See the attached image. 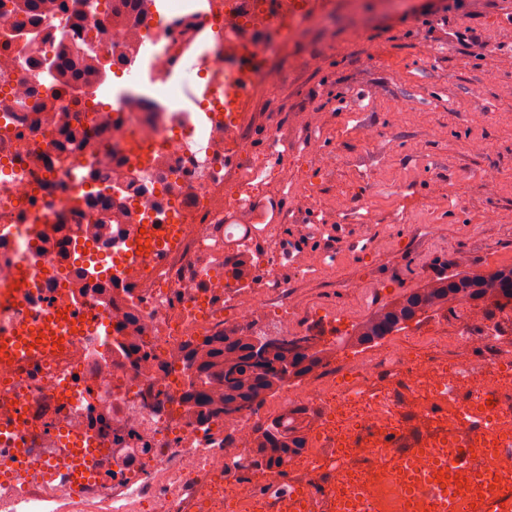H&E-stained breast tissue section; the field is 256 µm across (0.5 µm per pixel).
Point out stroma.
<instances>
[{"label": "stroma", "instance_id": "1", "mask_svg": "<svg viewBox=\"0 0 512 512\" xmlns=\"http://www.w3.org/2000/svg\"><path fill=\"white\" fill-rule=\"evenodd\" d=\"M424 0H319L296 34L266 23L265 57L278 83H257L247 119L248 156H266L271 127L288 153L255 192L256 214L275 236L248 239L239 251L295 254L279 277L298 294L299 323L332 350L327 375L353 351L336 349L379 306L447 271L456 254L473 267L512 258V0H466L420 13ZM319 53L321 66L306 65ZM375 128V146L361 130ZM336 153L322 169L305 153L312 138ZM479 139L487 149L472 152ZM504 171L494 189L476 177ZM330 254L306 272L302 260ZM457 312L429 314L370 347L403 342L433 355L432 338L450 335Z\"/></svg>", "mask_w": 512, "mask_h": 512}]
</instances>
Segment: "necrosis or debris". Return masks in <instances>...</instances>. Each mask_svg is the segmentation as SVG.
Listing matches in <instances>:
<instances>
[{"instance_id":"1","label":"necrosis or debris","mask_w":512,"mask_h":512,"mask_svg":"<svg viewBox=\"0 0 512 512\" xmlns=\"http://www.w3.org/2000/svg\"><path fill=\"white\" fill-rule=\"evenodd\" d=\"M226 10V0H167L164 12L129 16L121 27L91 16L77 30L43 0L46 40L0 50V336L25 321L49 323L69 339L30 358L0 359V425L13 429L0 457L17 449L16 469L30 473L23 486L0 477V512H342L356 486L369 499L355 512H442L431 488L402 492L394 438L408 419L444 462L458 446L471 448V470L439 480L458 482L460 512H477L489 484L512 485V392L501 383L512 354L480 364L467 354L472 330L496 334L486 318L463 315L432 359L405 346L389 350L404 368L407 402L371 394L380 370L365 356L354 359L344 385L315 372L302 392L281 396L282 409L302 396L323 409L311 452L288 465L299 485L322 483L301 507L277 491V474L267 476L275 495L247 488L255 412L206 424L187 413L182 346L204 333L253 331L257 310L281 288V255L263 254L265 278L232 306L206 301L224 290V268L199 256L223 251L214 230L225 207L246 208L265 174L264 165L249 164L234 191H224L225 160L243 146V121L236 100L217 88L236 81L250 47L225 32L208 43L195 90L177 81L184 46L197 42L201 27L223 30ZM89 38L106 64L152 45L155 91L116 105L111 85L77 99L47 69L32 73L30 56L46 59L54 40ZM68 117L79 118L87 147L63 150ZM105 195V222L87 237L98 217L91 203ZM141 237L148 245L140 250ZM133 341L146 344V355H122ZM481 411L489 414L486 431H466V415ZM73 435L112 457L110 475L84 493L29 469L30 455ZM194 488L199 496L188 498Z\"/></svg>"}]
</instances>
